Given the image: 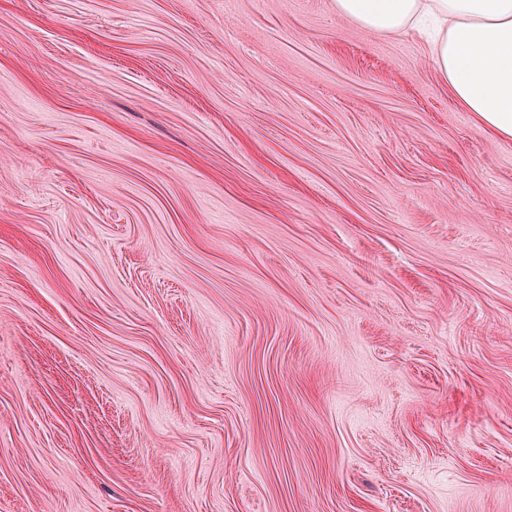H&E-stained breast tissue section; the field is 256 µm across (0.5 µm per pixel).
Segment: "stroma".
I'll return each instance as SVG.
<instances>
[{"label": "stroma", "instance_id": "obj_1", "mask_svg": "<svg viewBox=\"0 0 512 512\" xmlns=\"http://www.w3.org/2000/svg\"><path fill=\"white\" fill-rule=\"evenodd\" d=\"M0 512H512V141L334 0H0Z\"/></svg>", "mask_w": 512, "mask_h": 512}]
</instances>
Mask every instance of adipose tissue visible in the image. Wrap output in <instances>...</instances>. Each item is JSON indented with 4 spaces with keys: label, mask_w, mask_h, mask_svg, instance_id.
<instances>
[{
    "label": "adipose tissue",
    "mask_w": 512,
    "mask_h": 512,
    "mask_svg": "<svg viewBox=\"0 0 512 512\" xmlns=\"http://www.w3.org/2000/svg\"><path fill=\"white\" fill-rule=\"evenodd\" d=\"M371 33L432 30L430 54L453 99L483 133L512 140V0H334Z\"/></svg>",
    "instance_id": "ef3b65f1"
}]
</instances>
